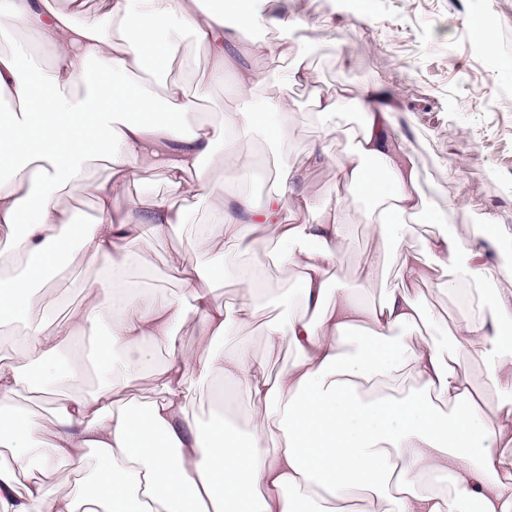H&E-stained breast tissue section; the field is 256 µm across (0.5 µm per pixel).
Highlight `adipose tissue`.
<instances>
[{
  "mask_svg": "<svg viewBox=\"0 0 512 512\" xmlns=\"http://www.w3.org/2000/svg\"><path fill=\"white\" fill-rule=\"evenodd\" d=\"M70 2L59 11L45 0H0V31L33 34L55 57L47 77L25 44L0 54V90L22 104L0 126V158L19 168L0 180V231L26 227L13 242L19 264L0 267V323L23 339L0 362V512H298L302 502L308 512H512V459L503 454L512 448V295L497 289L512 280V263L496 224L471 240L441 229L449 199L422 192L413 133L394 121L399 103L389 89L324 93L307 65L310 44L293 39L297 21L284 10L268 14L273 0H235L230 23L198 0H96L93 19L79 22L82 0ZM246 28L270 35L244 42ZM185 29L209 52L201 85L234 70L244 100L265 80L250 58L289 59L285 81L307 90L322 139L302 157L285 152L294 134L288 97L205 122L179 85L147 77L152 55L176 57ZM347 103L363 120L342 131L336 114ZM338 131L347 145L335 156L323 138ZM258 136L282 148L279 185L259 206L238 189L253 174L238 145ZM102 156L110 174L93 187L97 218L72 236L73 215L57 195ZM322 165L334 168L335 182L318 207L311 173ZM145 166L166 175L169 194L115 211ZM215 170L223 182L212 180ZM214 193L224 196L220 228L198 229L169 255L182 295L160 304L139 294L120 269L151 263L149 246L137 243L141 225L152 239L167 238L187 221L185 201ZM347 195L367 202L357 218L372 241L357 270L361 288L390 266L401 281L372 304L335 285L346 233L336 213ZM418 226L414 244L408 236ZM259 230L277 244L279 266L300 272V311L264 333L268 356L285 344L296 351L276 372L247 348H215L257 317L263 293L255 275L241 276L228 316L213 294L225 274L215 239L250 254ZM61 255L67 268L94 265L102 275L80 309L46 329L32 319L46 285L39 268ZM429 287L459 296L473 313L452 331L451 346L424 334L437 323ZM192 314L194 349L173 346L174 329ZM100 319L110 324L100 365L126 377L142 372L154 345L171 344L154 394H126L106 378L57 403L51 424H16L21 387L35 379L44 403H56L53 384L72 376L60 369V352ZM467 349L505 395L496 420L470 380ZM200 350L209 359L199 360ZM214 372L261 408L246 437L231 432L223 411L205 425L187 415L197 381ZM60 468L74 488L45 483Z\"/></svg>",
  "mask_w": 512,
  "mask_h": 512,
  "instance_id": "obj_1",
  "label": "adipose tissue"
}]
</instances>
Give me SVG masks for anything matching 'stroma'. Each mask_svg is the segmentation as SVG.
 <instances>
[{
  "mask_svg": "<svg viewBox=\"0 0 512 512\" xmlns=\"http://www.w3.org/2000/svg\"><path fill=\"white\" fill-rule=\"evenodd\" d=\"M287 8L300 19L328 20L308 61L322 89L332 93L346 86L357 91L378 82L393 90L401 105L398 120L415 131L423 191L443 188L458 200L445 214V224L467 239L490 218L512 240V0H352L327 14L319 0H289ZM488 14L496 19L497 40L480 47L470 29ZM186 53L191 65L181 73L183 89L197 99L202 120L222 119L245 104L235 93L232 75H225L223 85L206 90L199 86L198 77L209 63L206 48L192 44ZM365 205L364 199L350 195L340 209L349 231L336 285L353 292L360 290L359 258L370 245L363 225L356 222ZM222 210L221 195L196 201L188 206L187 223L168 239L151 241L145 230L140 239L150 242L152 250L170 253L187 244L195 225L216 223ZM122 274L158 300L181 291L177 274L168 266L145 270L132 263ZM269 280L272 292L262 297L260 314L225 343L246 345L277 370L295 352L285 345L276 357L266 358L264 328L298 308L299 274L281 267ZM426 298L445 321L444 329L427 330L426 336L447 343L450 329L466 321V308L445 292L432 290Z\"/></svg>",
  "mask_w": 512,
  "mask_h": 512,
  "instance_id": "35a3bbf8",
  "label": "stroma"
}]
</instances>
